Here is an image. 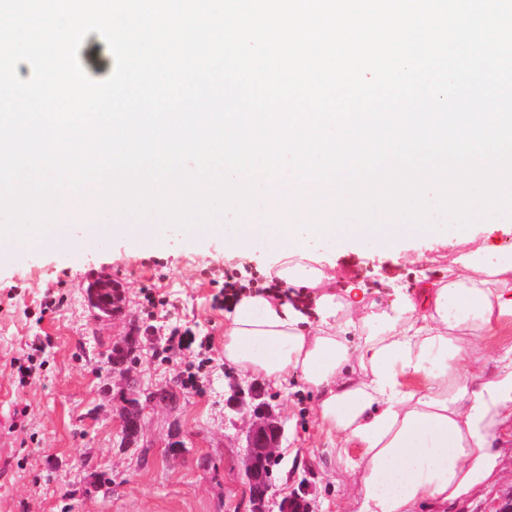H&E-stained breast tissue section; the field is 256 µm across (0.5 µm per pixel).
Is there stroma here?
<instances>
[{
    "mask_svg": "<svg viewBox=\"0 0 512 512\" xmlns=\"http://www.w3.org/2000/svg\"><path fill=\"white\" fill-rule=\"evenodd\" d=\"M78 57L93 79L113 71V54L98 33L85 37ZM219 222L225 230L217 237L170 225L158 240L110 234L84 251L40 244L27 248L20 264L8 258L13 242L0 241V512H250L243 466L249 417L230 404L236 386L262 393L283 424L267 512H279L282 498L304 485L313 512H344L356 477L324 446L312 394L300 384L286 392L224 360V311L213 302L219 286L202 271L262 273L270 258L259 247L233 255L229 219ZM316 252L339 287L378 301L389 284L410 289L422 276H441L458 252L512 262V220H481L453 244L330 243ZM99 279L117 284L123 296L119 311L104 319L90 304L89 286ZM48 292L60 304L46 312ZM149 293L158 306L148 305ZM169 296L177 311L161 306ZM175 326L191 328L200 347L165 354L164 338ZM129 337L134 350L115 370L112 349ZM30 357L41 365L32 383L17 368ZM188 374L195 377L189 388L179 382ZM160 389L173 400H149ZM133 395L142 400L140 432L129 445L123 416ZM175 440L183 443L177 455L168 449ZM505 466L479 496L430 512H492L512 497V453Z\"/></svg>",
    "mask_w": 512,
    "mask_h": 512,
    "instance_id": "stroma-1",
    "label": "stroma"
}]
</instances>
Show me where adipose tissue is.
I'll return each mask as SVG.
<instances>
[{
  "label": "adipose tissue",
  "instance_id": "obj_1",
  "mask_svg": "<svg viewBox=\"0 0 512 512\" xmlns=\"http://www.w3.org/2000/svg\"><path fill=\"white\" fill-rule=\"evenodd\" d=\"M405 224L324 233L337 245L388 246ZM267 244V267L297 303L245 293L224 324V359L275 383L302 382L330 447L359 476L349 512H420L472 496L499 469L512 418V343L487 354L486 336L512 328V264L456 257L442 279L421 278L388 304L336 292L294 232L242 225L236 249Z\"/></svg>",
  "mask_w": 512,
  "mask_h": 512
}]
</instances>
